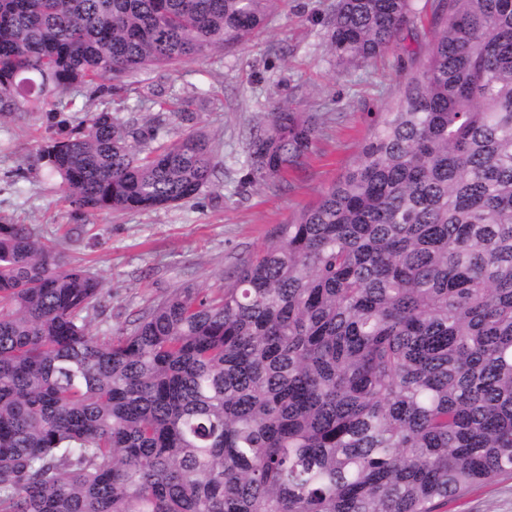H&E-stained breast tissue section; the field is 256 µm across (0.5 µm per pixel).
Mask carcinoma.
<instances>
[{"mask_svg": "<svg viewBox=\"0 0 512 512\" xmlns=\"http://www.w3.org/2000/svg\"><path fill=\"white\" fill-rule=\"evenodd\" d=\"M278 2L0 0V112L229 52ZM445 4L356 161L213 292L100 341L101 281L0 224V512H439L512 472V0ZM416 14L336 0V67L401 48ZM180 104L157 102L191 121ZM316 139L273 106L244 183L280 187ZM214 152L101 110L40 159L78 224L181 204Z\"/></svg>", "mask_w": 512, "mask_h": 512, "instance_id": "obj_1", "label": "carcinoma"}]
</instances>
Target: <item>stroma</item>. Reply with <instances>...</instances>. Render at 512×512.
I'll use <instances>...</instances> for the list:
<instances>
[{
  "instance_id": "obj_1",
  "label": "stroma",
  "mask_w": 512,
  "mask_h": 512,
  "mask_svg": "<svg viewBox=\"0 0 512 512\" xmlns=\"http://www.w3.org/2000/svg\"><path fill=\"white\" fill-rule=\"evenodd\" d=\"M333 2L284 0L248 45L185 62L173 72L152 73L142 92L75 93L68 120H79L84 108L109 109L124 121L158 116L172 139L187 125L137 97L173 90L187 99L194 114L190 126L212 138L220 164L199 195L177 207L74 223L59 176L37 154L55 136L49 111L33 112L21 102L0 116V224H35L47 238L66 237L70 255L90 268L105 290L106 308L90 324L94 336L111 338L173 288L222 285L225 274L263 247L275 225L313 203L353 163L368 134V113L397 102L402 73L396 55L372 61L354 75H337L326 43ZM283 100L315 117L319 135L305 165L289 172L274 193L242 183L241 177L251 128ZM441 512H512V474L475 486Z\"/></svg>"
}]
</instances>
